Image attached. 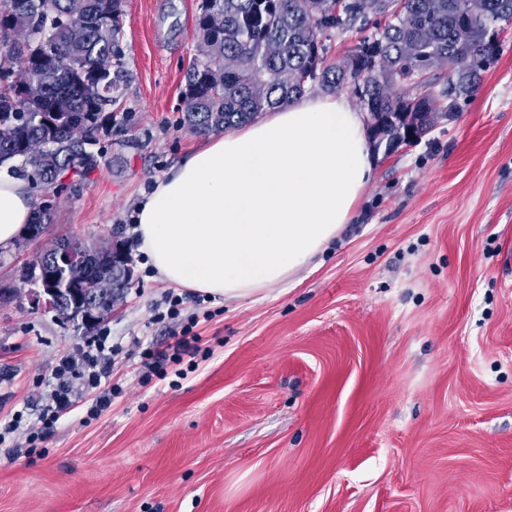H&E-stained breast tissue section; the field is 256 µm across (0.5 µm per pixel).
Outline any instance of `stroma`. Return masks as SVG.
Here are the masks:
<instances>
[{"label": "stroma", "instance_id": "stroma-1", "mask_svg": "<svg viewBox=\"0 0 512 512\" xmlns=\"http://www.w3.org/2000/svg\"><path fill=\"white\" fill-rule=\"evenodd\" d=\"M199 0H125L130 74L101 165L55 188L46 240L119 236L133 276L94 332L117 351L91 398L15 461L59 359L91 333L59 322L0 249V512H512V26L480 89L440 100L375 174L329 251L253 297L170 286L131 216L204 137L180 122ZM194 360L170 361L174 334ZM163 357L162 374L141 363Z\"/></svg>", "mask_w": 512, "mask_h": 512}]
</instances>
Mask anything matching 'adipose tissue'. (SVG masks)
Instances as JSON below:
<instances>
[{"label":"adipose tissue","instance_id":"obj_1","mask_svg":"<svg viewBox=\"0 0 512 512\" xmlns=\"http://www.w3.org/2000/svg\"><path fill=\"white\" fill-rule=\"evenodd\" d=\"M374 177L369 132L342 95L302 98L211 137L132 216L163 281L224 300L307 267L351 223ZM26 181L0 175V247L33 216Z\"/></svg>","mask_w":512,"mask_h":512}]
</instances>
